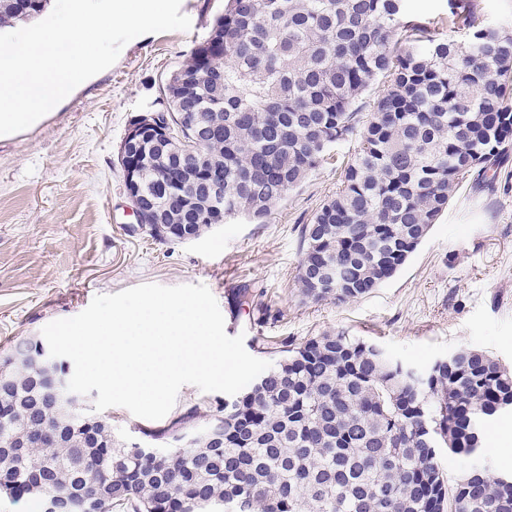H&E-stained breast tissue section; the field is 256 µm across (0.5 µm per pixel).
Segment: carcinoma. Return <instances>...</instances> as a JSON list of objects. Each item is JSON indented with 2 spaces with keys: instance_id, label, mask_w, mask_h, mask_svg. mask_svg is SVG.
Listing matches in <instances>:
<instances>
[{
  "instance_id": "1",
  "label": "carcinoma",
  "mask_w": 512,
  "mask_h": 512,
  "mask_svg": "<svg viewBox=\"0 0 512 512\" xmlns=\"http://www.w3.org/2000/svg\"><path fill=\"white\" fill-rule=\"evenodd\" d=\"M47 4L0 0V30ZM162 93L174 136L196 125L208 138L187 154L152 138L128 149L160 241L261 222L331 149L359 141L299 230L303 296L354 300L397 272L464 182L512 154V30L479 0H447L432 21L409 0H227ZM253 342L280 357L216 413L151 435L150 456L70 402L37 407L64 365L17 337L0 352V495L85 496L92 512H512V485L476 468L450 486L435 459L475 454L483 423L512 407L496 360L462 348L421 370L343 330ZM215 417L220 444H174ZM23 431L56 440L14 452Z\"/></svg>"
}]
</instances>
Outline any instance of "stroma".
Segmentation results:
<instances>
[{
    "label": "stroma",
    "instance_id": "1",
    "mask_svg": "<svg viewBox=\"0 0 512 512\" xmlns=\"http://www.w3.org/2000/svg\"><path fill=\"white\" fill-rule=\"evenodd\" d=\"M225 0H181L187 31L141 35L36 126L0 136V351L82 312L99 294L144 283L204 284L227 335L301 343L343 330L418 368L461 347L512 370V164L481 190L463 185L442 218L390 279L349 302L300 292L299 229L339 183L316 169L265 223L235 220L191 242L135 230L118 149L130 119L163 108L160 87L208 34ZM261 292L269 316L238 309V289ZM220 392L183 386L168 416L148 420L109 408L128 441L167 429L190 410L214 413Z\"/></svg>",
    "mask_w": 512,
    "mask_h": 512
}]
</instances>
